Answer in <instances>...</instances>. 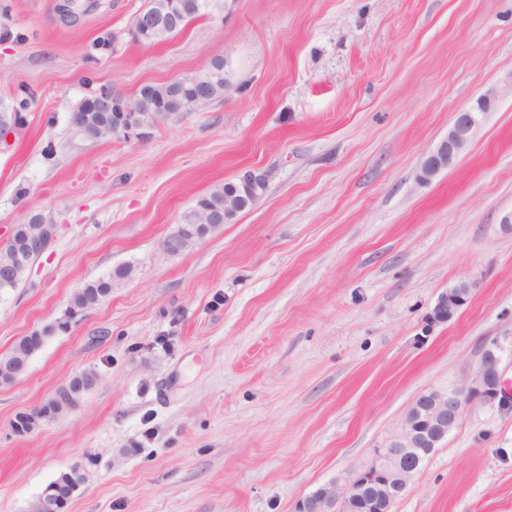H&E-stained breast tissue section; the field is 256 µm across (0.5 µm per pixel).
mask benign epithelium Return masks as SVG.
Instances as JSON below:
<instances>
[{"mask_svg": "<svg viewBox=\"0 0 512 512\" xmlns=\"http://www.w3.org/2000/svg\"><path fill=\"white\" fill-rule=\"evenodd\" d=\"M95 100L102 112L99 137L117 135L129 141L148 137L155 123L154 113L143 111L142 99L101 91ZM490 105L491 97L485 96L478 109L455 114L448 137L424 161L423 176L430 177L454 161L473 137L478 112L487 111ZM232 196L241 198L247 207L254 204L249 194L226 190L224 215L207 212L204 227L230 223L235 217L229 201ZM470 294L471 287L466 282L441 293L428 313L425 329L450 321L468 302ZM495 402L508 406L512 397L504 386L499 358L494 350L488 349L464 387L448 392H421L411 404L400 431L374 450L369 464L354 470L342 483L333 480L319 487L296 503L295 512H354L353 504L364 497L383 504L382 512H392L417 474L420 458L430 456L440 447L456 428L465 408Z\"/></svg>", "mask_w": 512, "mask_h": 512, "instance_id": "benign-epithelium-1", "label": "benign epithelium"}]
</instances>
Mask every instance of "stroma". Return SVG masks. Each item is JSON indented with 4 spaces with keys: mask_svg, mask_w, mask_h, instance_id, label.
<instances>
[{
    "mask_svg": "<svg viewBox=\"0 0 512 512\" xmlns=\"http://www.w3.org/2000/svg\"><path fill=\"white\" fill-rule=\"evenodd\" d=\"M61 2L0 0V100L34 94L0 139V242L27 210L57 225L0 294V358L86 281L135 274L0 386V512H30L76 465L67 512H294L484 349L512 388V0H219L150 46L125 34L144 0H78L72 20ZM218 55L223 97L145 140L69 127L87 77L131 96ZM489 93L468 147L422 178ZM249 171L266 179L254 206L164 250L199 196ZM463 281L467 304L424 331ZM85 371L76 406L15 432ZM393 512H512V408H466Z\"/></svg>",
    "mask_w": 512,
    "mask_h": 512,
    "instance_id": "stroma-1",
    "label": "stroma"
}]
</instances>
